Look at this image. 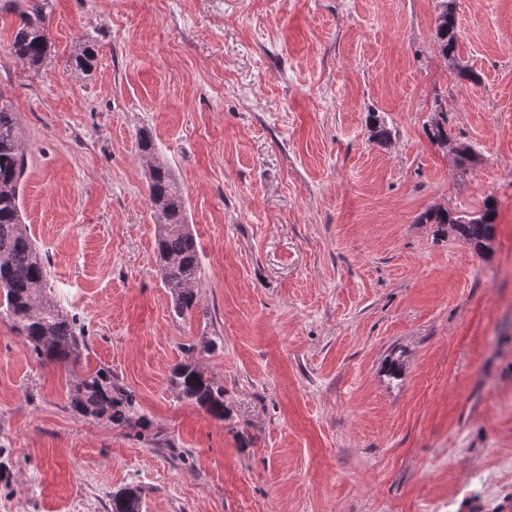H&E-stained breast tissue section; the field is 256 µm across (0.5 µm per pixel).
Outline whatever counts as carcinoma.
<instances>
[{"label": "carcinoma", "instance_id": "obj_1", "mask_svg": "<svg viewBox=\"0 0 512 512\" xmlns=\"http://www.w3.org/2000/svg\"><path fill=\"white\" fill-rule=\"evenodd\" d=\"M10 52L34 70L42 68L49 55L45 3L37 0L29 10L18 14ZM436 38L442 58L462 80L473 84L479 76L461 64L456 48L457 21L448 0H442L435 19ZM96 58L94 44L87 41L75 57L76 68L89 71ZM429 139L438 145L452 143L448 134V112L440 99L428 125ZM138 148L148 168V197L157 216V257L160 277L173 297V313L182 318L198 304L195 285L201 266L197 243L189 229L184 195L166 162L156 152L150 135L143 132ZM26 170L16 112L0 101V317L10 323L44 361L63 365L72 372L69 405L84 418L103 420L115 426H143L145 416L138 414L132 390L112 376V370L100 366L94 371L74 374L80 364L79 349L85 344L83 330L76 317L68 316L44 295L47 270L28 235L20 210L21 182ZM496 203L487 198L477 212L430 208L421 213L420 224H436L451 235L480 251L494 239ZM170 383L180 398L224 419V387L215 384L192 362L175 367ZM111 512H142V498L134 488L112 494Z\"/></svg>", "mask_w": 512, "mask_h": 512}]
</instances>
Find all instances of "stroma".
<instances>
[{"mask_svg":"<svg viewBox=\"0 0 512 512\" xmlns=\"http://www.w3.org/2000/svg\"><path fill=\"white\" fill-rule=\"evenodd\" d=\"M13 2L0 98L45 292L148 424L74 414L67 370L0 320V512H110L125 487L143 512H512V0H452L476 85L439 54L440 0H48L37 71L9 51L34 0ZM438 101L469 172L426 134ZM144 131L199 244L183 318ZM488 197V251L417 221ZM191 360L223 420L172 389Z\"/></svg>","mask_w":512,"mask_h":512,"instance_id":"obj_1","label":"stroma"}]
</instances>
